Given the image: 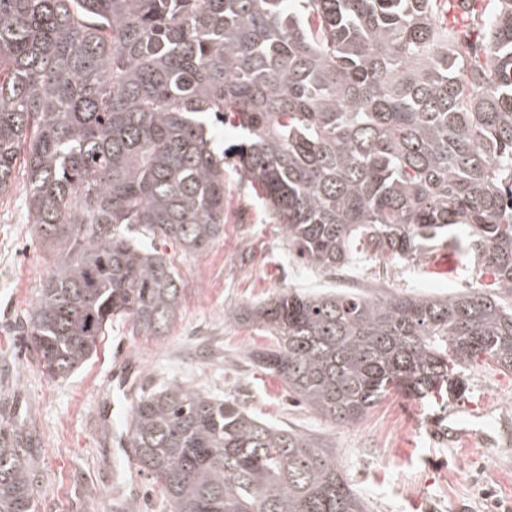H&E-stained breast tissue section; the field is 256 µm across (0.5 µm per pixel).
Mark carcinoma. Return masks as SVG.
<instances>
[{
  "mask_svg": "<svg viewBox=\"0 0 512 512\" xmlns=\"http://www.w3.org/2000/svg\"><path fill=\"white\" fill-rule=\"evenodd\" d=\"M229 162L317 271L443 247L493 276L229 312L310 409L348 425L393 393L446 407L480 359L512 372V0H0V192L22 169L59 249L22 322L44 374L124 318L166 335L183 285L155 242L222 236ZM127 433L171 512H368L317 438L233 401L166 385ZM39 487L30 439L1 430L0 512H34Z\"/></svg>",
  "mask_w": 512,
  "mask_h": 512,
  "instance_id": "obj_1",
  "label": "carcinoma"
}]
</instances>
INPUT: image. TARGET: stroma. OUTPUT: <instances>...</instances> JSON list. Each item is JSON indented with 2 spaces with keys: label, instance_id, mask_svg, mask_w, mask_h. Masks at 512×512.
Instances as JSON below:
<instances>
[{
  "label": "stroma",
  "instance_id": "stroma-1",
  "mask_svg": "<svg viewBox=\"0 0 512 512\" xmlns=\"http://www.w3.org/2000/svg\"><path fill=\"white\" fill-rule=\"evenodd\" d=\"M27 195L21 174L0 194V428L26 431L36 444L43 479L34 512H169L150 477L91 417L96 400L114 396L108 370L123 349L134 354L147 388L189 385L320 439L369 512H512V373L471 371L465 394L444 409L394 394L341 426L297 404L277 377L252 366L247 354L262 344L261 331L226 318L291 288L383 296L478 287L462 265L449 278L434 274L447 250L427 252L418 263L394 262L391 278L380 275L384 262L375 257L316 273L289 254L281 225L228 168L223 238L196 254H170L184 290L167 335L116 322L88 363L51 379L17 331L55 263L35 233Z\"/></svg>",
  "mask_w": 512,
  "mask_h": 512
}]
</instances>
